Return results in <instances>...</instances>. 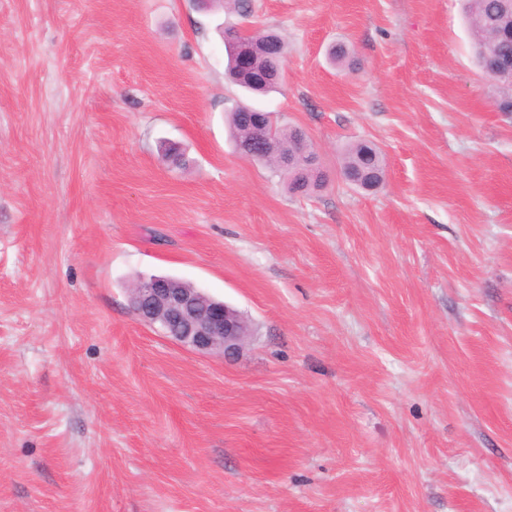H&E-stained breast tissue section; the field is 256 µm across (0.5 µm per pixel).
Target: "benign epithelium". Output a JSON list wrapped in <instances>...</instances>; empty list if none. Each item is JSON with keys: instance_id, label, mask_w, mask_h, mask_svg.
I'll return each instance as SVG.
<instances>
[{"instance_id": "benign-epithelium-1", "label": "benign epithelium", "mask_w": 512, "mask_h": 512, "mask_svg": "<svg viewBox=\"0 0 512 512\" xmlns=\"http://www.w3.org/2000/svg\"><path fill=\"white\" fill-rule=\"evenodd\" d=\"M274 39L257 28H237L224 32V44L240 52L242 65L246 54L273 46ZM485 76L498 83L512 80V63L486 66ZM384 177L381 168L348 176L346 180L364 189L375 188ZM131 305L143 322L160 329L170 340L202 353H219L224 359L237 357L251 330L246 318L236 309L214 298L206 289L185 286L167 277L140 280L132 289Z\"/></svg>"}]
</instances>
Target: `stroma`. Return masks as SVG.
<instances>
[{
    "instance_id": "obj_1",
    "label": "stroma",
    "mask_w": 512,
    "mask_h": 512,
    "mask_svg": "<svg viewBox=\"0 0 512 512\" xmlns=\"http://www.w3.org/2000/svg\"><path fill=\"white\" fill-rule=\"evenodd\" d=\"M251 4L0 0V512H512V88L463 0ZM230 26L287 44L252 100L318 191L237 152ZM151 275L240 354L140 321ZM368 147L373 150L372 155L374 156V153L377 152L371 145L368 146L366 143L352 145L345 153L342 171L355 166L372 167L375 169L369 172H363L359 176H343V174L342 176L356 186L364 189H373L383 180L384 173L381 171L382 167L378 166V168H376V163L372 162V159L367 157ZM131 305L143 322L160 329L170 340L202 353L237 357L251 330L236 309L206 289L186 287L167 277L140 280L132 289Z\"/></svg>"
}]
</instances>
